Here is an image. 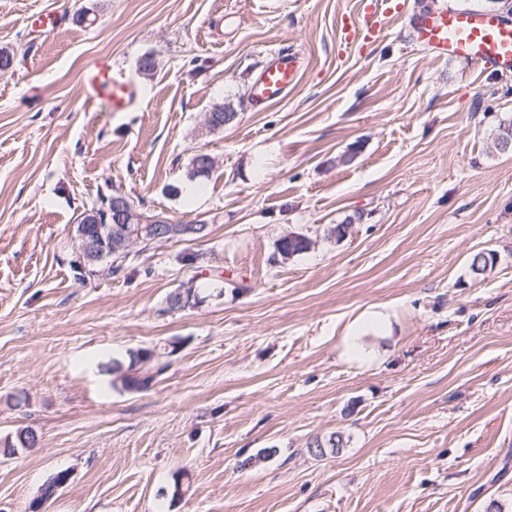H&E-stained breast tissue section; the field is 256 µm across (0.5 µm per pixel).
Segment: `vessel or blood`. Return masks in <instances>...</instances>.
Masks as SVG:
<instances>
[{
	"label": "vessel or blood",
	"instance_id": "1",
	"mask_svg": "<svg viewBox=\"0 0 512 512\" xmlns=\"http://www.w3.org/2000/svg\"><path fill=\"white\" fill-rule=\"evenodd\" d=\"M361 20H348L342 26L346 41L368 39L380 31L379 13H393V0L375 5L374 0H362ZM414 39L426 46L434 58H458L470 61L482 70L512 72V22L499 14L479 9H428L410 17ZM301 61L288 51L273 55L258 74L252 100L268 103L281 100L298 81ZM92 93L105 99L113 111H123L129 92L125 84L112 77L103 66L90 78Z\"/></svg>",
	"mask_w": 512,
	"mask_h": 512
}]
</instances>
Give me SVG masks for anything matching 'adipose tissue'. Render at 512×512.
Here are the masks:
<instances>
[{
    "instance_id": "1",
    "label": "adipose tissue",
    "mask_w": 512,
    "mask_h": 512,
    "mask_svg": "<svg viewBox=\"0 0 512 512\" xmlns=\"http://www.w3.org/2000/svg\"><path fill=\"white\" fill-rule=\"evenodd\" d=\"M393 315L384 305L371 307L360 314L342 338V355L352 363L367 366L383 354L382 344L391 339Z\"/></svg>"
}]
</instances>
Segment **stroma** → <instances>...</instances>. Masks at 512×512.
<instances>
[{
	"label": "stroma",
	"instance_id": "stroma-1",
	"mask_svg": "<svg viewBox=\"0 0 512 512\" xmlns=\"http://www.w3.org/2000/svg\"><path fill=\"white\" fill-rule=\"evenodd\" d=\"M425 2L349 45L359 0H0V443L39 438L0 456V512L64 469L43 512H512V152L490 136L512 72L430 59L407 24ZM41 11L63 27L30 33ZM283 48L300 78L257 106ZM103 60L127 111L85 95ZM198 150L200 197L168 193ZM116 191L209 233L76 279L79 217ZM291 231L316 245L276 262ZM187 286L200 303L168 310ZM375 304L395 339L359 367L341 338ZM154 347L149 389L113 383L107 362Z\"/></svg>",
	"mask_w": 512,
	"mask_h": 512
}]
</instances>
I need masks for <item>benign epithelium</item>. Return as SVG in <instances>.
Segmentation results:
<instances>
[{
    "label": "benign epithelium",
    "instance_id": "obj_1",
    "mask_svg": "<svg viewBox=\"0 0 512 512\" xmlns=\"http://www.w3.org/2000/svg\"><path fill=\"white\" fill-rule=\"evenodd\" d=\"M112 223H99L97 210L87 211L76 228V252L81 264H94L102 252L129 253L142 241L164 242L178 235L195 234L193 224H175L162 213L142 214L126 197H111Z\"/></svg>",
    "mask_w": 512,
    "mask_h": 512
}]
</instances>
